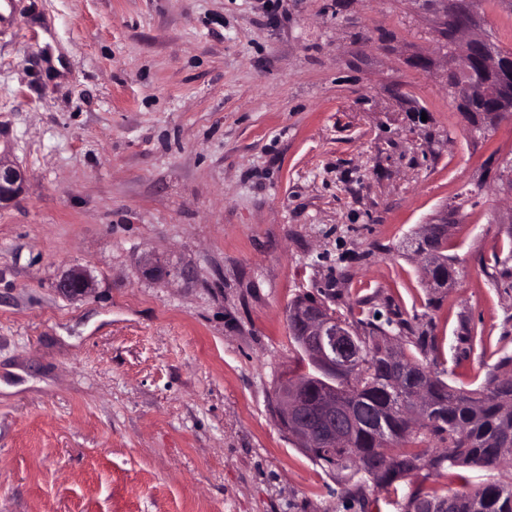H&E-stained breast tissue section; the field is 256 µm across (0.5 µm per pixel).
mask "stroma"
Segmentation results:
<instances>
[{
  "instance_id": "obj_1",
  "label": "stroma",
  "mask_w": 512,
  "mask_h": 512,
  "mask_svg": "<svg viewBox=\"0 0 512 512\" xmlns=\"http://www.w3.org/2000/svg\"><path fill=\"white\" fill-rule=\"evenodd\" d=\"M456 3L0 0V153L27 176L0 208V512H404L512 480L417 473L360 501L273 408L303 293L432 328L404 350L463 390L512 356V119L477 139L456 109ZM474 38L512 51V0ZM460 194L462 274L426 287L406 243ZM75 265L96 289L68 299Z\"/></svg>"
}]
</instances>
